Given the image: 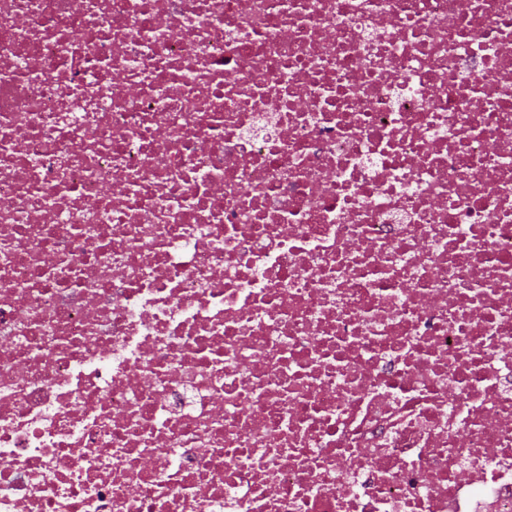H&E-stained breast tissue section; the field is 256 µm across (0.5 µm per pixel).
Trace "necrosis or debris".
<instances>
[{
  "label": "necrosis or debris",
  "mask_w": 512,
  "mask_h": 512,
  "mask_svg": "<svg viewBox=\"0 0 512 512\" xmlns=\"http://www.w3.org/2000/svg\"><path fill=\"white\" fill-rule=\"evenodd\" d=\"M0 512H512V0H0Z\"/></svg>",
  "instance_id": "necrosis-or-debris-1"
}]
</instances>
